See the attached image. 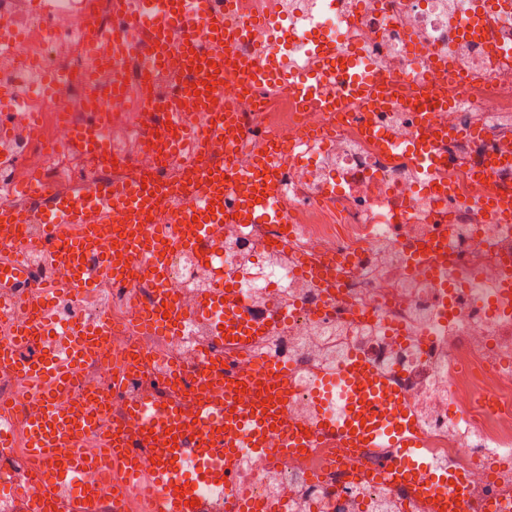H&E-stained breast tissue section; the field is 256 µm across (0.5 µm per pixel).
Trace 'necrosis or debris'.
<instances>
[{
	"instance_id": "obj_1",
	"label": "necrosis or debris",
	"mask_w": 512,
	"mask_h": 512,
	"mask_svg": "<svg viewBox=\"0 0 512 512\" xmlns=\"http://www.w3.org/2000/svg\"><path fill=\"white\" fill-rule=\"evenodd\" d=\"M86 6L74 15L68 0H56L47 17L33 11L22 20L0 17V112L38 115L35 137L0 179V203H15L14 186L34 175L59 191L70 189L59 178L64 160L55 149L83 119L76 102L99 91L75 73L86 51L83 35L91 24L113 35L121 28L112 0H86ZM473 7L474 0H304L287 12L280 0H235V18L251 24L239 53H266L276 69L297 73L309 47L335 44L362 54L399 92L382 109L336 114L302 108L286 87L225 89L224 103L241 132L234 173L269 160L288 210L284 230L228 216L214 231L236 295L253 322L270 323L269 335L247 348L193 325L178 336L159 335L139 322L157 285L140 265H128L122 286L104 283L57 299L58 315L106 318L112 326L103 352L79 370L66 404L99 395L111 406L109 422L134 439L139 422L128 411L134 401L171 403L192 417L194 373L212 357L246 389L266 368H287V421L296 424L312 415L313 385L332 366L302 339L327 336L336 343L335 363L356 356L392 377L415 414L427 456L465 473L477 503L511 505L512 478L491 479L478 461L512 455V225L481 222L483 193L472 173L512 148V61H493L487 44L461 39ZM436 57L450 58L452 66L441 69L429 94L421 80ZM413 93L433 109L439 126L456 133L437 147L442 196L424 186L408 151L420 132L419 115L407 103ZM103 109L108 138L142 140L145 130L130 101L110 98ZM374 126L401 139L404 150L384 152L370 134ZM275 142L283 154L272 153ZM108 174L156 180L164 208L187 203L196 186L179 159L150 146L113 162ZM194 231L191 224L172 225L166 258L170 285L188 311L198 300L190 283L202 270L178 243ZM305 260L318 262V271L300 273ZM132 356L188 375L170 385L134 367L125 386L113 389L114 373ZM22 387L17 371L0 363V418L13 429V446L0 457V493L17 489L36 501L41 465L26 446L35 410L21 400ZM233 479L247 498L277 499L304 512H379L399 495L375 477L356 481L329 440L274 465L251 456ZM78 487L93 489L105 507L117 500L121 512H157L148 490L100 465L86 468Z\"/></svg>"
}]
</instances>
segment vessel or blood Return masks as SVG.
<instances>
[{
	"instance_id": "obj_1",
	"label": "vessel or blood",
	"mask_w": 512,
	"mask_h": 512,
	"mask_svg": "<svg viewBox=\"0 0 512 512\" xmlns=\"http://www.w3.org/2000/svg\"><path fill=\"white\" fill-rule=\"evenodd\" d=\"M114 3L118 18L129 22L130 27L107 51L91 50L85 66L86 75L91 77L111 70L112 80L102 85V96L139 94L145 118L164 131V152L185 161L198 158L207 130L234 140L236 129L219 98L225 78L247 85L259 80L274 82L279 74L270 70L267 59L236 52L235 46L243 40L246 29L233 20L229 0ZM144 28L153 38V53L145 65L156 70L165 65L172 35L181 37L179 50L184 67L159 93L150 85H135L125 71ZM307 58L315 75L292 79L290 87L298 100L310 96L348 111L386 104L387 83L383 77L365 78L357 95L340 100L317 81V74L336 71L341 64L349 69L362 67L358 57L334 46H323L308 53ZM77 108L85 118L72 129L66 149L89 159L111 158L115 149L103 135L98 102L82 100ZM191 112L206 118L205 127L192 125L187 118ZM197 179L201 190L193 204L168 211L158 208L156 185L145 186L138 180L116 182L100 170L67 193L57 191L43 179L31 180L19 189L23 205L0 207V245L26 257L35 256L37 264L65 269L68 277L64 289L77 297L88 290L90 283L121 279L131 263L140 264L157 279H165L161 246L169 225L194 223V237L186 241L185 248L206 263L214 285L203 289L192 314L179 305L175 289L161 290L155 312L147 316L149 324L159 332L173 334L199 320L212 335L223 332L232 341L254 342L265 330L251 322L244 303L225 302L224 250L213 237L215 225L224 221V167L213 165ZM239 183V222L287 223L288 213L274 187L257 182L252 173L242 175ZM479 210L483 223L512 224V202L506 197L489 195ZM117 214L122 217L118 224L112 221ZM30 224L38 225V234L27 232ZM55 301V289L35 280L30 267L0 259V308L20 302L33 311L25 324L0 337V361L15 364L27 384L25 401L40 409L28 424L27 443L31 455L47 466L39 507L23 499L16 512H100L91 493H71L82 470L90 465V457L71 454L61 460L57 453L75 446L101 416L105 404L90 398L82 407L66 409L57 402L54 392L67 387L80 363L101 350L109 330L102 324L78 325L58 318ZM315 387L318 411L314 421L288 427L283 423L288 410L286 385L261 389L244 401L238 386L212 375L199 390L194 421L151 399L131 406V413L141 423V441H152L157 434L170 438L167 447L156 450L151 463L142 464L130 453L131 443L121 432H112L107 446L113 457L123 460L127 479L147 477L159 512H199L208 494L220 501H235L231 474L238 456L245 451L269 455L268 438L274 433L280 436L281 450L290 453L316 447L327 437L335 438L337 448L345 455L354 448L395 449V456L386 459L385 464L390 468L389 478L407 493L399 512H475L466 477L425 458L413 420L407 414L408 406L389 377L354 359L337 372L323 374ZM216 421L225 429L224 476L220 479L214 477L208 455L190 457L185 446L190 427L205 428ZM188 461L193 464L189 471L184 468Z\"/></svg>"
}]
</instances>
